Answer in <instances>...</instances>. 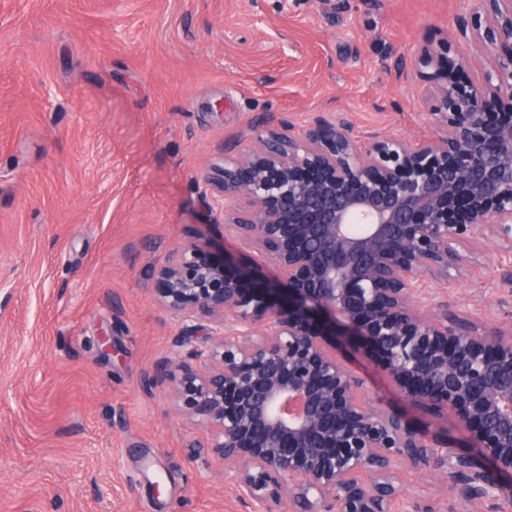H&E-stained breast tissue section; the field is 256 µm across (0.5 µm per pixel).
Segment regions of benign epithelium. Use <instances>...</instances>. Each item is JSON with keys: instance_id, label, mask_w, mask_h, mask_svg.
Instances as JSON below:
<instances>
[{"instance_id": "7a95c632", "label": "benign epithelium", "mask_w": 512, "mask_h": 512, "mask_svg": "<svg viewBox=\"0 0 512 512\" xmlns=\"http://www.w3.org/2000/svg\"><path fill=\"white\" fill-rule=\"evenodd\" d=\"M480 4L442 51L395 63L400 76L428 70V140L363 143L318 118L300 138L267 129L258 148L223 156L212 185L224 228L276 281L248 288L246 269L194 242L157 272L156 300L183 329L148 375L204 427L196 453L223 462L253 512H387L402 463L460 483L459 506L439 512H475L512 476V326L450 322L419 293L460 270L479 236L512 253V122L490 119L512 110V0ZM454 43L457 62L440 66ZM475 67L479 82L460 81ZM338 344L458 417L492 468L375 406Z\"/></svg>"}]
</instances>
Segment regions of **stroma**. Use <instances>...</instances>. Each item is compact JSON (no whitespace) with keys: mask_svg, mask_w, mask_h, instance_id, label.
Segmentation results:
<instances>
[{"mask_svg":"<svg viewBox=\"0 0 512 512\" xmlns=\"http://www.w3.org/2000/svg\"><path fill=\"white\" fill-rule=\"evenodd\" d=\"M478 0H0V512H249L202 429L151 388L182 324L154 270L200 241L254 256L224 229L209 179L267 127L317 118L419 143L421 77ZM428 302L481 327L512 323V254L478 239ZM368 396L464 449L458 419L408 401L344 350ZM433 504L427 475L399 468Z\"/></svg>","mask_w":512,"mask_h":512,"instance_id":"stroma-1","label":"stroma"}]
</instances>
